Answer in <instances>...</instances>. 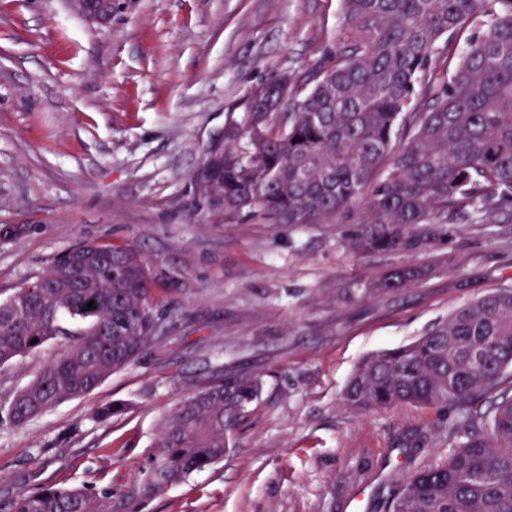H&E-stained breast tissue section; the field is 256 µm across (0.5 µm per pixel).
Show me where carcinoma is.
Listing matches in <instances>:
<instances>
[{"mask_svg":"<svg viewBox=\"0 0 512 512\" xmlns=\"http://www.w3.org/2000/svg\"><path fill=\"white\" fill-rule=\"evenodd\" d=\"M330 64L255 86L242 119L224 125V159L193 187L231 221L358 224L357 252L413 253L451 244L459 225L512 219V0H341ZM474 31L453 72L456 37ZM428 102L414 111L416 89ZM428 276L406 265L365 280L370 297ZM159 282L130 244L79 243L0 300V370L57 336L71 341L0 403L19 429L95 390L152 341ZM95 308L87 309L89 301ZM66 319L89 322L71 332ZM512 288L448 316L419 340L366 358L343 400L356 410L409 404L453 409L448 455L414 471L389 512H512ZM228 375L165 417L147 476L112 490L41 484L0 498V512H143L163 489L224 460L230 434L260 395Z\"/></svg>","mask_w":512,"mask_h":512,"instance_id":"1","label":"carcinoma"}]
</instances>
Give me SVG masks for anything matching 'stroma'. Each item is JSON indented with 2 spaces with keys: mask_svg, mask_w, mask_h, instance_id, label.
<instances>
[{
  "mask_svg": "<svg viewBox=\"0 0 512 512\" xmlns=\"http://www.w3.org/2000/svg\"><path fill=\"white\" fill-rule=\"evenodd\" d=\"M339 0H114L107 25L70 0H0V295L80 242L155 261V340L89 395L0 426V496L44 481L120 492L148 471L165 414L228 372L258 401L222 462L146 512H384L393 488L448 452L451 411H357L342 392L369 355L410 344L512 285V220L461 225L411 255L342 247L348 224L234 223L200 209L190 177L253 87L336 48ZM406 264L423 282L351 301L344 288ZM46 342L0 370V397L63 352ZM112 405L111 417L98 410Z\"/></svg>",
  "mask_w": 512,
  "mask_h": 512,
  "instance_id": "35a3bbf8",
  "label": "stroma"
}]
</instances>
